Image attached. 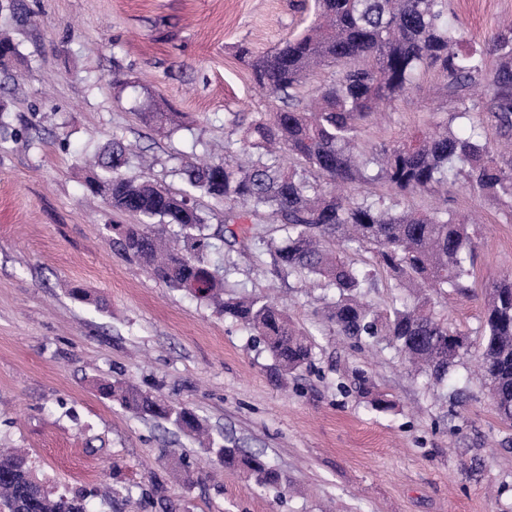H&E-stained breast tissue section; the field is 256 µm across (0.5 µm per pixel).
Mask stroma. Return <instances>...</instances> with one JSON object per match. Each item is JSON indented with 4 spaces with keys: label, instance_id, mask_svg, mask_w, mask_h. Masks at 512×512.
<instances>
[{
    "label": "stroma",
    "instance_id": "stroma-1",
    "mask_svg": "<svg viewBox=\"0 0 512 512\" xmlns=\"http://www.w3.org/2000/svg\"><path fill=\"white\" fill-rule=\"evenodd\" d=\"M0 32L19 48L0 130V447L28 453L48 490L83 492L89 512H512V423L501 421L473 357L447 384L413 376L386 343L335 335L322 288L273 271L260 243L228 254L214 240L210 266L233 259L242 294L275 289L310 333L309 369L280 380L254 336L188 293L143 272L112 244L114 215L85 197L82 158L113 134L152 158L147 175L178 189L181 164L223 143L228 112H266L240 49L260 54L313 20L299 0H17ZM464 49L512 23V0H448ZM437 72L362 126L372 151L411 141L459 107ZM167 100L184 129L146 123ZM31 128L27 138L12 129ZM449 213L473 215L472 274L441 296L449 329L482 340L484 292L512 270V206L448 180ZM374 272L367 297L390 309L394 288L372 253L344 251ZM81 286L104 308L72 299ZM363 370L393 406L355 389ZM100 379H125L186 404L214 438L262 454L284 476L256 487L169 424L102 398Z\"/></svg>",
    "mask_w": 512,
    "mask_h": 512
}]
</instances>
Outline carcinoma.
<instances>
[{"label":"carcinoma","instance_id":"cac0c4a2","mask_svg":"<svg viewBox=\"0 0 512 512\" xmlns=\"http://www.w3.org/2000/svg\"><path fill=\"white\" fill-rule=\"evenodd\" d=\"M316 20L269 53L241 51L256 86L274 105L245 118L227 112L224 158L183 165V188L173 192L149 179L129 176L137 157L118 135L94 152L85 182L115 214L138 218L112 222V243L155 280L186 290L242 325L270 354L281 379L311 364L312 342L267 295H238L209 268L212 247L206 214L197 195L224 204V232L233 247L264 240L263 225L278 224L286 236L266 241L278 272L319 279L333 290L327 320L341 336L372 344L385 337L411 369L436 385L448 381L460 359L471 354L467 337L448 329L435 312L434 296L465 287L471 274L470 222L448 214L398 208L364 192L338 193L337 186L386 183L394 194L438 193L448 178L464 173L473 194L512 201V165L496 159L475 119L487 113L500 136L512 141V25L495 32L485 49L462 50L459 30L448 19V0H315ZM19 55L0 37V66ZM498 60L486 70V56ZM341 74L317 88L310 107L296 103L299 88L322 66ZM423 67L438 70L465 120L462 136L438 122L407 143L393 141L367 157L358 151L365 121L377 108L403 96ZM146 119L164 129L181 127L179 112L156 109ZM374 253L395 286L410 293L388 313L366 301L373 273L346 263L332 239ZM499 417L512 421V273L486 291L483 340L476 350ZM97 391L141 418L160 420L194 437L227 467H240L264 490L283 485L282 474L262 456L220 445L186 405L115 380ZM0 504L7 512H86L79 492L55 495L36 476L28 454L0 448Z\"/></svg>","mask_w":512,"mask_h":512}]
</instances>
